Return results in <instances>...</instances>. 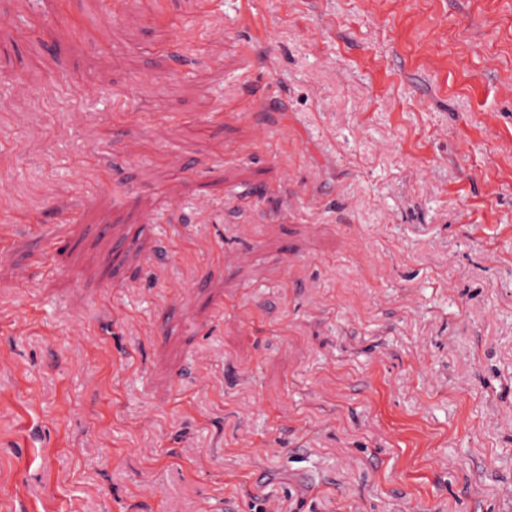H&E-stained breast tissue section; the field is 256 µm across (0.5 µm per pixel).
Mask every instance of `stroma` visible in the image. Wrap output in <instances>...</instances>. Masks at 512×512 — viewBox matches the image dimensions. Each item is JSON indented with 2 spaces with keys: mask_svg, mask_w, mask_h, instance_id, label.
<instances>
[{
  "mask_svg": "<svg viewBox=\"0 0 512 512\" xmlns=\"http://www.w3.org/2000/svg\"><path fill=\"white\" fill-rule=\"evenodd\" d=\"M1 12L0 512H512V0Z\"/></svg>",
  "mask_w": 512,
  "mask_h": 512,
  "instance_id": "stroma-1",
  "label": "stroma"
}]
</instances>
